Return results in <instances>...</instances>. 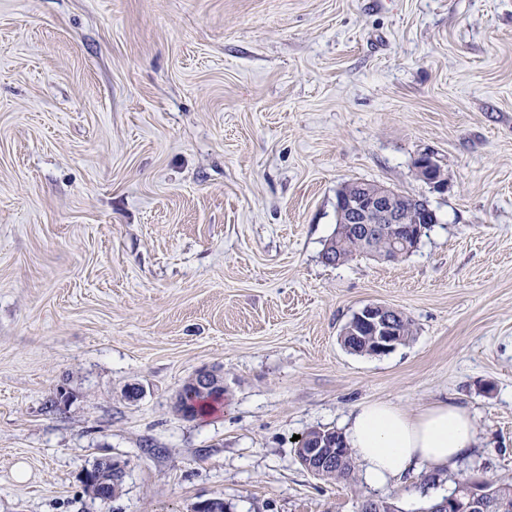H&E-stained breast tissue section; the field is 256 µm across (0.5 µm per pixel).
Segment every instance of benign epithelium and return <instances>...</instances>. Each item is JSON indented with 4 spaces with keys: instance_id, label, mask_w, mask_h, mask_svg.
Here are the masks:
<instances>
[{
    "instance_id": "obj_1",
    "label": "benign epithelium",
    "mask_w": 512,
    "mask_h": 512,
    "mask_svg": "<svg viewBox=\"0 0 512 512\" xmlns=\"http://www.w3.org/2000/svg\"><path fill=\"white\" fill-rule=\"evenodd\" d=\"M418 175L432 187L439 189L444 185L441 166L430 153L421 154L414 162ZM402 194L394 188L380 185L374 191L367 190L357 196H348L338 202V223L354 224L357 232L370 236L379 224L390 226L411 223L406 228V237L420 236L425 227L436 221V212L422 199L415 200L411 219L402 217L399 201ZM398 309L383 304H368L355 312L347 322L344 334L360 337L363 348L375 355L394 349L401 341ZM193 385L200 391L224 392V377L217 372L202 368L193 379ZM339 440L329 437H317L308 445H299L295 449L301 465L310 473L322 476L326 470L336 466V452ZM464 491H458L452 497L435 505L433 512H490L494 502L483 491V483L466 479Z\"/></svg>"
}]
</instances>
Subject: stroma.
<instances>
[{
  "label": "stroma",
  "instance_id": "1",
  "mask_svg": "<svg viewBox=\"0 0 512 512\" xmlns=\"http://www.w3.org/2000/svg\"><path fill=\"white\" fill-rule=\"evenodd\" d=\"M355 180L439 224L326 264ZM373 303L411 338L346 350ZM203 367L224 404L183 418ZM374 400L464 406L474 455L433 489L301 466ZM472 473L512 482V0H0V512H426ZM418 175L433 188L440 189L444 185L441 166L431 153L421 154L414 162Z\"/></svg>",
  "mask_w": 512,
  "mask_h": 512
}]
</instances>
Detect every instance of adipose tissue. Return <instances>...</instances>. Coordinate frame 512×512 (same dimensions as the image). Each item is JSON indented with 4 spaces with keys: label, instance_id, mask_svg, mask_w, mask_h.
Listing matches in <instances>:
<instances>
[{
    "label": "adipose tissue",
    "instance_id": "ef3b65f1",
    "mask_svg": "<svg viewBox=\"0 0 512 512\" xmlns=\"http://www.w3.org/2000/svg\"><path fill=\"white\" fill-rule=\"evenodd\" d=\"M342 435L371 487L383 489L406 475H432L470 456L477 444L467 409L438 401L408 411L386 402H364L348 416Z\"/></svg>",
    "mask_w": 512,
    "mask_h": 512
}]
</instances>
